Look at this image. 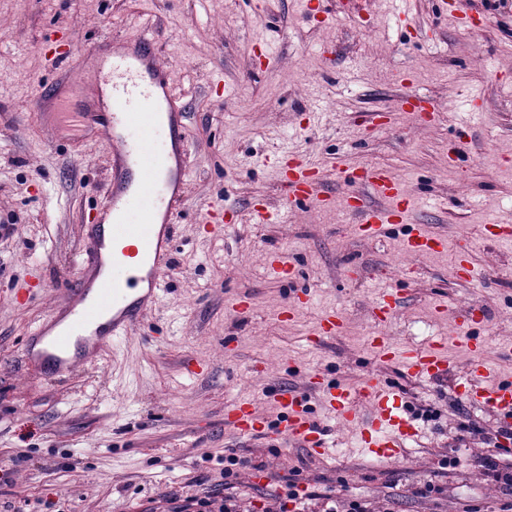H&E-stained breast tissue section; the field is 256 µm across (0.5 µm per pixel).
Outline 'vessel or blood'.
<instances>
[{"mask_svg": "<svg viewBox=\"0 0 512 512\" xmlns=\"http://www.w3.org/2000/svg\"><path fill=\"white\" fill-rule=\"evenodd\" d=\"M91 77L98 85L111 87L112 96L104 111H83L78 118L104 134L112 146L107 183L112 210L95 213L83 227L84 261L72 284L71 300L46 316L23 344L25 363L56 379L68 378L158 303L174 256L173 211L187 178L182 115L172 105L174 84L170 71L156 59L148 30L123 37L120 50L102 59ZM291 171L289 201L318 199L319 170L298 159ZM355 182L366 189L352 210L357 235H384L394 218L408 213L410 195L388 169L366 167ZM443 246V240L427 235L406 238V250L412 254ZM400 302L398 292H383L372 306L373 320L385 323ZM463 339L472 360L456 385L457 396L494 420L512 424V379L488 382L483 338L467 332ZM369 347L379 360L399 361L412 377L439 379L451 372L438 342L399 347L392 337L378 335L370 337ZM312 390L322 394L326 408L342 421L361 420L359 444L375 458L396 457L416 434L405 396L395 386L376 377L356 388L312 379L303 391H275L280 419L270 430L274 440L288 439L313 454H324L326 433L308 409ZM363 404L372 410L365 420L359 417ZM224 424L243 435L262 430L252 406L242 401L225 411Z\"/></svg>", "mask_w": 512, "mask_h": 512, "instance_id": "1", "label": "vessel or blood"}]
</instances>
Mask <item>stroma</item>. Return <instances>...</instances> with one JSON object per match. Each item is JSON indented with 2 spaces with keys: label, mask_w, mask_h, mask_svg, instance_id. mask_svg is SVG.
<instances>
[{
  "label": "stroma",
  "mask_w": 512,
  "mask_h": 512,
  "mask_svg": "<svg viewBox=\"0 0 512 512\" xmlns=\"http://www.w3.org/2000/svg\"><path fill=\"white\" fill-rule=\"evenodd\" d=\"M402 8L413 27L384 14L361 28L330 25L305 18L303 0H0V213L15 227L0 234V512H46L48 500L61 512H179L192 498L224 496L229 455L241 512H278L292 475L298 487L365 500L372 512H459L465 500L496 512L489 450L448 410L453 378L407 376L367 341L374 300L395 289L402 304L387 334L402 345L443 342L461 371L471 356L458 313L476 306L487 312L478 328L485 362L493 375L512 374V246L482 234L491 222L512 225V17L476 0L468 14L489 24L468 34L436 0ZM146 19L158 23L155 48L184 113L176 265L139 326L54 380L23 363V340L70 298L83 226L110 205L112 150L102 136L45 116L44 101L59 94L80 110L99 101L92 83L57 74L44 48L68 38L71 70L82 72L91 46ZM265 44L272 54L255 67ZM398 68L413 72V84L389 80ZM217 71L220 96L209 88ZM414 92L439 110L429 126L398 105ZM285 149L326 169V204L254 223L256 200L276 205L287 195ZM368 165L387 167L412 196L403 222L377 240L354 233L345 201L356 186L339 174ZM210 205L223 207V225L200 223ZM410 232L444 238L447 248L410 254ZM461 246L482 279L456 278ZM274 251L294 265L293 279L270 272ZM332 311L343 315L341 332L312 336ZM315 373L353 387L376 376L441 415L416 419L419 433L396 461L365 454L358 424L339 423L314 392L311 413L330 430L323 455L225 429L237 401L276 424L273 390L305 388ZM443 455L458 460L446 496L416 497Z\"/></svg>",
  "instance_id": "35a3bbf8"
}]
</instances>
